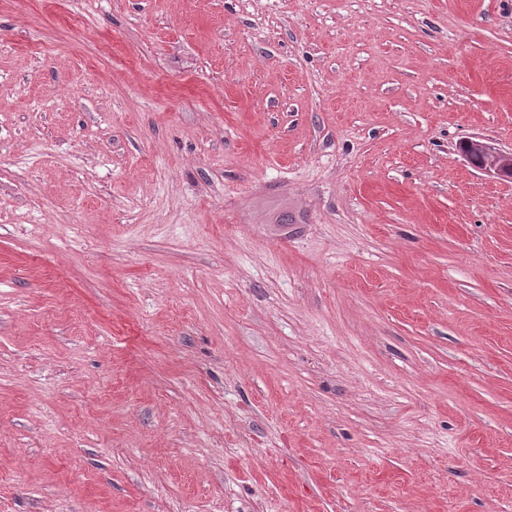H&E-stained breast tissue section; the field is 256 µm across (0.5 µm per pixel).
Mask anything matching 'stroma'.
I'll use <instances>...</instances> for the list:
<instances>
[{
	"label": "stroma",
	"instance_id": "obj_1",
	"mask_svg": "<svg viewBox=\"0 0 512 512\" xmlns=\"http://www.w3.org/2000/svg\"><path fill=\"white\" fill-rule=\"evenodd\" d=\"M472 136L512 0H0V512H512Z\"/></svg>",
	"mask_w": 512,
	"mask_h": 512
}]
</instances>
